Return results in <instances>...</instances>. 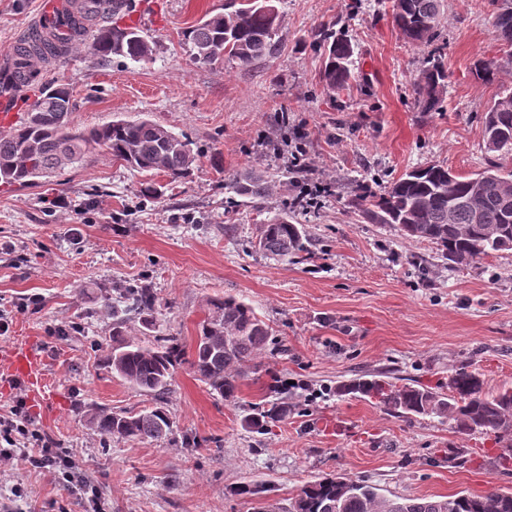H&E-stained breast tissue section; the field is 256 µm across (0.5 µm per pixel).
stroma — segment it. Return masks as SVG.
Returning <instances> with one entry per match:
<instances>
[{
  "label": "stroma",
  "instance_id": "35a3bbf8",
  "mask_svg": "<svg viewBox=\"0 0 512 512\" xmlns=\"http://www.w3.org/2000/svg\"><path fill=\"white\" fill-rule=\"evenodd\" d=\"M45 0H0V69L39 20ZM276 0L280 48L246 67L195 61L184 33L224 0H133L149 62L103 63L87 51L37 62L40 82L72 89V121L83 128L148 118L185 134L202 152L179 180L145 176L103 149L49 181L0 184V356L33 342L58 403H28L36 426L96 487L105 512H253L263 501L287 512L307 482L341 474L387 498L512 491V463L497 460L491 435L459 433L449 416L405 418L341 385L376 377L447 391L460 370L487 391L512 390V250L466 266L434 244L367 223L347 199L359 183L381 190L407 170L438 162L460 175L512 155L489 151L484 115L512 90V65L477 83L475 60L502 57L486 0H444L448 87L444 109L423 112L412 91L428 47L405 43L383 0ZM345 28L355 52L339 90L320 80L311 43L320 23ZM302 139L329 193L298 215L307 260L275 258L252 244L255 226L283 212L294 193L288 162L271 149ZM265 177L263 203L224 211V185L246 172ZM158 193H140L145 183ZM144 285L158 298L128 319L119 288ZM35 304H28L31 295ZM231 296L252 305L271 339L246 369L235 402L224 401L188 365H177L163 400L112 372V325L143 344L158 336L194 343L205 302ZM296 382L287 419L264 433L245 426L256 404L279 401L273 379ZM163 405L162 440L107 441L88 422L97 411ZM262 486L259 500L237 494ZM23 497H13V486ZM0 504L10 512H84L83 495L56 472L0 466Z\"/></svg>",
  "mask_w": 512,
  "mask_h": 512
}]
</instances>
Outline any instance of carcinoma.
<instances>
[{
  "instance_id": "1",
  "label": "carcinoma",
  "mask_w": 512,
  "mask_h": 512,
  "mask_svg": "<svg viewBox=\"0 0 512 512\" xmlns=\"http://www.w3.org/2000/svg\"><path fill=\"white\" fill-rule=\"evenodd\" d=\"M105 0H72L75 12L66 31H56L17 50L11 68L0 70V90L29 86L35 81L32 60L66 57L82 36L91 37L92 55L106 62L113 56L134 62L151 60L149 41L132 26L89 29L91 22L107 16ZM494 38L512 47V0H487ZM391 15L405 42L430 44L437 37L442 0H391ZM278 10L274 0H227L224 13L210 16L188 28L185 40L196 61L204 65L226 62L244 67L275 55L278 48ZM312 45L321 52V78L334 89L348 82L354 47L330 24H320ZM444 47L436 46L428 66L414 84L415 101L423 112H441L448 83ZM501 64L496 58L474 63V79L495 81ZM72 91L66 84L43 85L26 112L24 121L0 136V181L26 186L49 178L84 160L90 147L106 148L112 159L145 174H164L174 180L187 176L201 152L184 135H176L148 120H114L82 129L71 120ZM488 149L512 154V92L507 90L485 113ZM493 176L475 181L440 164L416 167L379 192L358 186L348 204L370 224H393L402 235L437 245L444 259L468 265L492 253L512 250V171L490 165ZM227 190L253 200L268 193L263 176L253 172L234 180ZM255 246L280 258L306 250L302 225L289 211L256 225ZM128 315H142L154 308L155 297L146 287L123 288ZM272 336L270 325L249 304L234 298L209 299L206 317L199 323L196 346L186 355L176 336H160L156 344L143 346L112 328V372L133 387L162 396L170 390L177 364L188 363L199 380L227 402L237 399L241 369L265 349ZM344 390L375 398L393 412L412 416H452L461 430L479 434L512 435V390L495 394L484 391L474 372L460 371L448 384V392L428 387L365 379ZM288 402L253 408L245 419L256 431L288 416ZM91 425L105 438L127 441L158 439L170 432V419L161 406L139 413H98ZM293 512H512V492L490 490L483 494L458 493L445 499L385 498L376 488L358 480L343 484L333 475L302 487Z\"/></svg>"
}]
</instances>
